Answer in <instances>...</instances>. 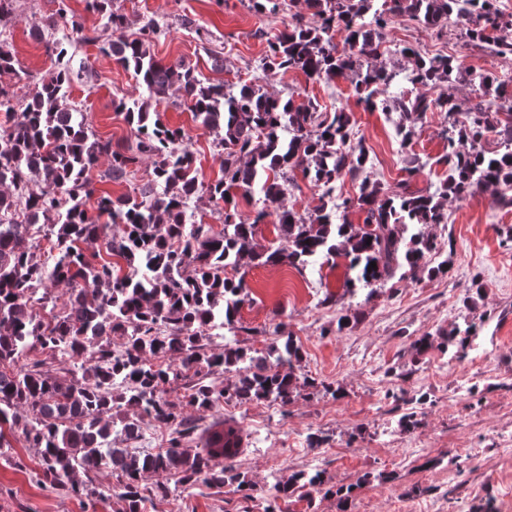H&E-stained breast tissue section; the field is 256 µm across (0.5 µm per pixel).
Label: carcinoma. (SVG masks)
<instances>
[{
	"instance_id": "1",
	"label": "carcinoma",
	"mask_w": 512,
	"mask_h": 512,
	"mask_svg": "<svg viewBox=\"0 0 512 512\" xmlns=\"http://www.w3.org/2000/svg\"><path fill=\"white\" fill-rule=\"evenodd\" d=\"M284 0H250L258 14L276 15ZM87 9L125 27L112 0H86ZM313 20L296 12L266 38L264 66L315 81L346 80L370 110L397 117L396 132L411 145L430 112L448 118V172L434 190L412 188L423 164L414 156L405 178L386 185L367 174L364 140L351 142V114L320 111L317 101L274 96L253 81L214 83L195 68L168 64L152 47L147 25L120 42H99L81 18L59 3L78 41L131 71L147 95L121 101L118 109L134 137L124 147L101 138L69 104V89L86 74L72 66L62 43H46L54 76L34 88L15 111L12 86L29 79L15 56L0 47V112L16 117L0 128V456L19 439L39 453L41 481L70 494L104 495L102 471L116 479L109 489L112 512H145L148 500H165L176 488L151 487L144 477L165 473L176 483H202L222 492L233 485L257 512H283L281 503L299 489L314 491L321 473L291 474L260 485L237 468L238 451L224 447L213 423L199 428L187 408L219 411L224 402L269 401L282 408L316 379L295 373L300 346L274 325V340L252 353L233 338L213 353L214 329L235 328L249 295L242 260L305 270L320 257L348 260L350 288H384L415 278L441 243L428 228L448 223L452 200L487 195L500 210L512 209V89L489 71L465 65L464 56H429L408 46L403 70L383 62L386 29L407 16L428 30L453 22L464 45L512 57V13L497 0H305ZM373 12L374 25L362 22ZM346 32L341 48L336 33ZM484 92L461 112L452 90L460 77ZM176 90L199 127L224 149L220 178L203 183L188 147L189 134L165 124L159 106ZM288 136H283V132ZM103 178L120 181L128 169L152 161L163 192L114 196L95 188ZM300 170L321 191L308 216L285 208L288 173ZM359 182L354 199H336V182ZM260 188L265 209L253 219L239 210L235 192ZM217 207L221 224L186 223L189 201L202 194ZM280 213V243L262 247L256 228L270 211ZM98 245L89 254L86 246ZM376 263L370 268V263ZM65 288L57 304L46 283ZM473 325L436 335L463 357ZM80 361L66 367L65 357ZM232 375L225 383L221 377ZM149 419L167 435L166 449L131 447ZM125 446L115 445V440Z\"/></svg>"
}]
</instances>
